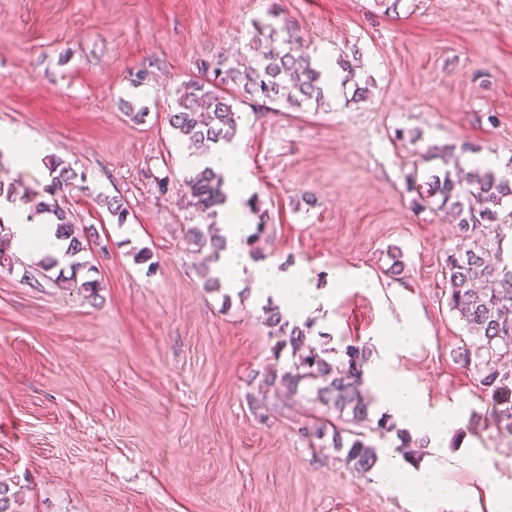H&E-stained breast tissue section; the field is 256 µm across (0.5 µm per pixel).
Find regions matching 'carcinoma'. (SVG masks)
Listing matches in <instances>:
<instances>
[{"mask_svg": "<svg viewBox=\"0 0 512 512\" xmlns=\"http://www.w3.org/2000/svg\"><path fill=\"white\" fill-rule=\"evenodd\" d=\"M252 42L263 47L260 56L251 63L238 57H220L200 64V77L180 84L174 91L175 108L168 112V124L187 140L195 153L203 155L218 143H229L239 129L240 114L228 102L227 90L266 102L280 103L286 108L301 109L306 105L320 107L324 99L323 72L312 55L302 48L298 37L288 25L276 27L258 24ZM49 184L32 217L53 216L60 237L68 241L67 250L74 257L71 274L96 272L94 265L80 260L86 252V237L73 221L70 211L57 200L63 192L80 189L84 176L72 164L50 157L46 161ZM189 204L200 222L186 230L187 243L193 252H207L215 261L224 250V237L213 231L219 210L224 208L226 193L224 174L209 167L194 171L186 181ZM408 188L416 194L419 205H429L440 198L458 218L460 245L448 253V306L465 322L475 341L464 344L455 360L482 371L481 382L491 400L499 406L498 418L506 419L505 430L512 435V262L495 265L487 261L488 251L503 256V243L512 234V211L501 215L504 200L512 199V183L489 169L469 171L454 167L443 175L430 174L423 181L412 178ZM105 206L116 224L127 223L129 207L121 196L104 197ZM257 216L253 234L245 240L249 253L262 260L260 242L266 230V211L252 204ZM13 234L0 223V268L10 270L15 258L10 252ZM264 321L279 328L283 345L291 353H301L288 368L255 373L259 378L261 399L255 409L261 416L276 408L274 399L280 389L310 400L336 413V420L355 426L371 422V402L366 397L364 367L370 358L365 345H349L345 359L336 363L329 351L314 346L309 339V323L289 324L278 306L269 303L263 308ZM303 435L323 440L331 437V447L342 454V461L353 470L366 474L379 460L377 445L369 442L370 434L385 439L391 433L399 444L396 449L409 455V434L386 416L369 427V433L344 427H328L324 423L301 426Z\"/></svg>", "mask_w": 512, "mask_h": 512, "instance_id": "1", "label": "carcinoma"}]
</instances>
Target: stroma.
<instances>
[{
  "label": "stroma",
  "instance_id": "1",
  "mask_svg": "<svg viewBox=\"0 0 512 512\" xmlns=\"http://www.w3.org/2000/svg\"><path fill=\"white\" fill-rule=\"evenodd\" d=\"M261 22L355 66L354 85L321 107L237 106L267 258L378 283L341 294L335 328L313 325V343L326 331L341 351L415 314L424 338L397 371L431 407L468 406L444 473L466 506L438 512H494L484 475L455 462L461 445L512 483V436L495 428L480 373L455 359L470 339L448 307L456 222L406 189L412 173L443 171L451 145L512 168V0H0V127L28 130L84 174L86 191L61 203L99 280L90 301L33 255L0 268V481L17 512H420L409 489L303 437L323 407L281 395L278 410L253 412L255 373L287 368L289 351L249 292L206 287L184 238L196 217L187 143L167 122L174 90L200 62L254 58ZM143 69L148 82L133 85ZM113 195L128 203L125 226L100 203ZM143 247L152 265L134 261Z\"/></svg>",
  "mask_w": 512,
  "mask_h": 512
}]
</instances>
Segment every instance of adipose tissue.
Returning <instances> with one entry per match:
<instances>
[{
  "label": "adipose tissue",
  "instance_id": "ef3b65f1",
  "mask_svg": "<svg viewBox=\"0 0 512 512\" xmlns=\"http://www.w3.org/2000/svg\"><path fill=\"white\" fill-rule=\"evenodd\" d=\"M0 152L8 154L17 168L38 175L46 170L48 146L26 130L0 127ZM183 164L189 170L208 166L225 176V246L221 257L212 263L211 271L223 281L226 290L246 287L254 300L274 299L287 313L289 321L299 324L313 316L322 317L328 324L335 322L336 302L343 288L374 290L375 281L362 274L349 280L330 277L320 288L303 267H286L276 261L259 262L244 249L243 242L253 233L254 222L242 200L252 190L253 177L248 167L239 162L238 152L232 145L216 144L202 157L184 155ZM0 215L10 226L13 242L20 250L48 255L55 259L58 267L68 266L66 244L57 236L54 222L31 220L27 205L1 198ZM420 338V323L416 317L383 321L379 331L370 338L371 357L365 376L379 411L410 432L424 436L433 454L415 464L397 454H388L382 457L373 477L393 487L409 485L427 512H434L435 507L460 496L459 489L444 479L446 464L438 452L446 447L449 431L464 421L466 409L461 404L445 410L431 409L422 393L396 372L398 354L412 349Z\"/></svg>",
  "mask_w": 512,
  "mask_h": 512
}]
</instances>
